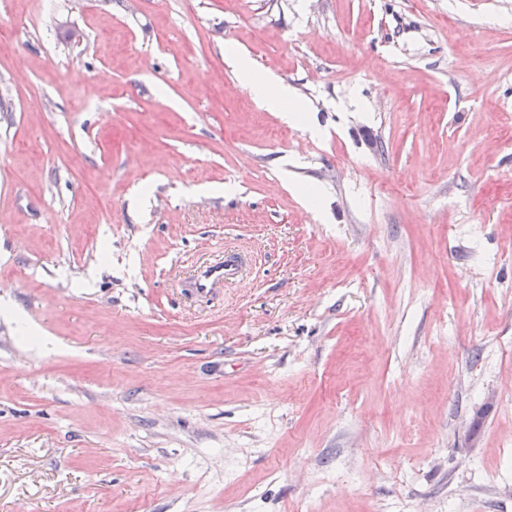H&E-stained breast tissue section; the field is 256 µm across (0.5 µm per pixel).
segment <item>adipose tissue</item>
<instances>
[{
    "instance_id": "1",
    "label": "adipose tissue",
    "mask_w": 512,
    "mask_h": 512,
    "mask_svg": "<svg viewBox=\"0 0 512 512\" xmlns=\"http://www.w3.org/2000/svg\"><path fill=\"white\" fill-rule=\"evenodd\" d=\"M229 64L233 67L237 82L259 107L281 113L285 122L296 123L301 119L299 108L293 107L295 94L288 86H281L272 72L255 73L247 59L238 52H230Z\"/></svg>"
}]
</instances>
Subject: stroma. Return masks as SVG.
Returning <instances> with one entry per match:
<instances>
[{"label": "stroma", "instance_id": "obj_1", "mask_svg": "<svg viewBox=\"0 0 512 512\" xmlns=\"http://www.w3.org/2000/svg\"><path fill=\"white\" fill-rule=\"evenodd\" d=\"M0 297V512H512V0H0ZM229 64L233 67L237 82L242 91L261 108L275 112H282V119L287 123L301 121V109L298 107H286L285 102H295V93L287 85L280 84L275 94L271 93V84L277 83L278 78L270 71L255 73L247 59L236 51L227 52ZM242 263L238 253H227L223 262L200 267L191 278L189 288L199 295H208L224 288V284L238 278Z\"/></svg>", "mask_w": 512, "mask_h": 512}]
</instances>
